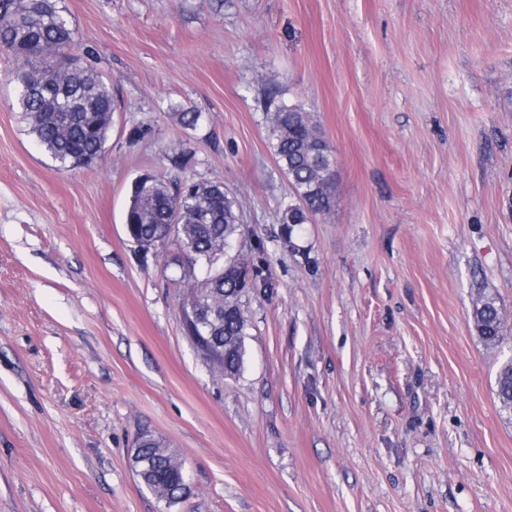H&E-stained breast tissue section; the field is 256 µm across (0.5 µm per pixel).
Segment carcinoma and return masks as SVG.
<instances>
[{"mask_svg":"<svg viewBox=\"0 0 512 512\" xmlns=\"http://www.w3.org/2000/svg\"><path fill=\"white\" fill-rule=\"evenodd\" d=\"M0 48L10 54L9 71L15 86V105L37 142L65 170L89 166L106 151L116 101L103 75L88 61L94 51L83 47L76 28L57 6V0H0ZM270 115V147L288 179L291 202L280 213V234L289 239L313 217L331 210L334 182L331 149L304 104L285 103L275 88L264 90ZM186 129L197 127L201 113L184 108L174 113ZM168 171L153 175L144 185L134 184L125 223L146 242L163 225L184 226L185 244L173 242V263L181 271L187 292H203L206 310L215 314L212 333L224 351L210 360L221 376L240 373L245 359L247 320L243 296L236 281L224 274V259L213 264L210 275L197 276L211 256L241 234V205L222 182H211L205 192L190 190L186 176L190 158L183 151L167 154ZM471 319L484 342L497 345L503 338V314L493 297L474 301ZM500 410L512 415V356L500 364L495 378ZM140 455L149 462L144 481L172 503L187 493L178 456L166 443L148 435Z\"/></svg>","mask_w":512,"mask_h":512,"instance_id":"carcinoma-1","label":"carcinoma"}]
</instances>
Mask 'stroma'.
Segmentation results:
<instances>
[{
    "label": "stroma",
    "mask_w": 512,
    "mask_h": 512,
    "mask_svg": "<svg viewBox=\"0 0 512 512\" xmlns=\"http://www.w3.org/2000/svg\"><path fill=\"white\" fill-rule=\"evenodd\" d=\"M117 110L100 164L28 135L0 56V512H512V0H59ZM333 149L332 210L291 243L263 90ZM183 106L196 128L174 119ZM145 137L131 136L138 124ZM241 201L270 286L216 376L168 253L126 234L172 149ZM497 346L470 321L478 293ZM144 431L188 470L140 483ZM471 319L487 344L498 345L503 338V314L493 297L479 295L472 305ZM495 396L500 410L512 415V356L500 364L495 378Z\"/></svg>",
    "instance_id": "1"
}]
</instances>
